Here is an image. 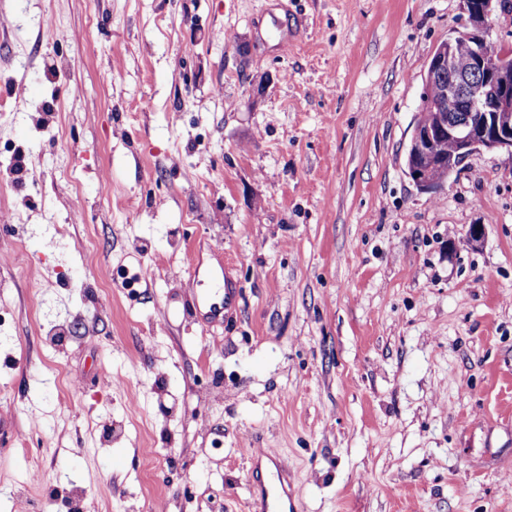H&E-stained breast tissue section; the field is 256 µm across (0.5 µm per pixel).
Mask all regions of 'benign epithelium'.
Returning a JSON list of instances; mask_svg holds the SVG:
<instances>
[{
    "mask_svg": "<svg viewBox=\"0 0 512 512\" xmlns=\"http://www.w3.org/2000/svg\"><path fill=\"white\" fill-rule=\"evenodd\" d=\"M461 4L469 27L450 32L436 47L424 77V91L436 84L442 87L436 124L422 127L428 113H421L408 150V174L423 190L440 185L430 174L431 146L444 135L455 146L448 156L450 174L481 149L512 155V68L505 63L512 47L491 41L492 16L501 2L461 0ZM462 39L471 41L464 59L456 53Z\"/></svg>",
    "mask_w": 512,
    "mask_h": 512,
    "instance_id": "1",
    "label": "benign epithelium"
}]
</instances>
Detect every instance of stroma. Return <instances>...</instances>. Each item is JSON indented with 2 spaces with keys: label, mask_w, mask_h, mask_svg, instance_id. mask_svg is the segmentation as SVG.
Segmentation results:
<instances>
[{
  "label": "stroma",
  "mask_w": 512,
  "mask_h": 512,
  "mask_svg": "<svg viewBox=\"0 0 512 512\" xmlns=\"http://www.w3.org/2000/svg\"><path fill=\"white\" fill-rule=\"evenodd\" d=\"M467 24L0 0V512H251L248 448L299 512H512V155L407 169ZM220 260L239 310L204 334L181 311Z\"/></svg>",
  "instance_id": "stroma-1"
}]
</instances>
